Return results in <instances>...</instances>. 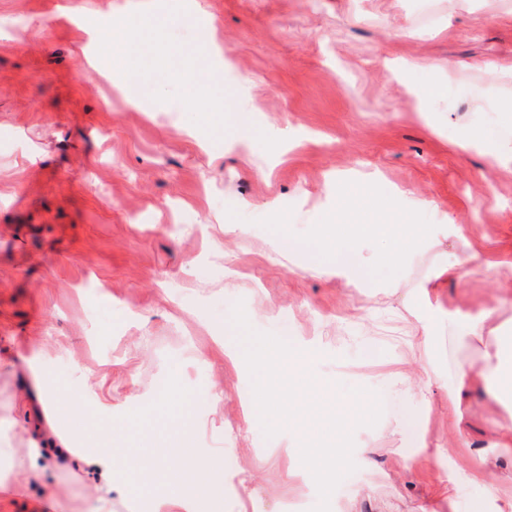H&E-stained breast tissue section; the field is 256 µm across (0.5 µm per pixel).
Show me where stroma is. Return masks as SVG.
Masks as SVG:
<instances>
[{
	"mask_svg": "<svg viewBox=\"0 0 512 512\" xmlns=\"http://www.w3.org/2000/svg\"><path fill=\"white\" fill-rule=\"evenodd\" d=\"M174 2L189 23L154 27L167 82L144 104L99 41L161 0H0V466L12 476L0 512H87L101 483L66 454L86 439L57 423L40 374L92 423L126 424V446L144 454L165 432L130 416L171 421L217 393L195 409L194 442L227 461L224 512H312L293 432L268 439L245 421L246 364L216 343L239 301L254 329L314 351L317 382L388 404L354 430L356 469L330 512H450L464 497L505 512L512 401L458 388L456 370L485 350L461 341L463 320L490 312L512 336V144L490 135L512 110V0ZM199 52L215 73L203 90L188 64ZM429 84L448 91L421 96ZM197 92L215 112L247 100L253 143L197 124ZM345 181L378 185L434 226L372 288L299 272L260 224L278 206L306 233ZM439 251L478 258L432 287ZM426 331L408 352L401 334ZM409 359L432 373L425 392L401 378ZM477 462L499 499L463 484Z\"/></svg>",
	"mask_w": 512,
	"mask_h": 512,
	"instance_id": "stroma-1",
	"label": "stroma"
}]
</instances>
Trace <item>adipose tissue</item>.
Wrapping results in <instances>:
<instances>
[{
	"label": "adipose tissue",
	"instance_id": "ef3b65f1",
	"mask_svg": "<svg viewBox=\"0 0 512 512\" xmlns=\"http://www.w3.org/2000/svg\"><path fill=\"white\" fill-rule=\"evenodd\" d=\"M150 28L145 20L124 21L111 25L102 35L100 49L114 72L140 79L150 61L145 50ZM458 381L463 386L480 383L495 402L512 394V346L496 344L477 370H459ZM179 416L181 429L170 433L164 446L151 456H139L128 448L97 446L83 449L81 459L100 468L104 492H111L112 474L118 471L133 489L159 493L166 512H187L191 488L207 491L212 506L223 507L224 489L217 478L219 459L199 455L194 448L191 411L181 409Z\"/></svg>",
	"mask_w": 512,
	"mask_h": 512
}]
</instances>
